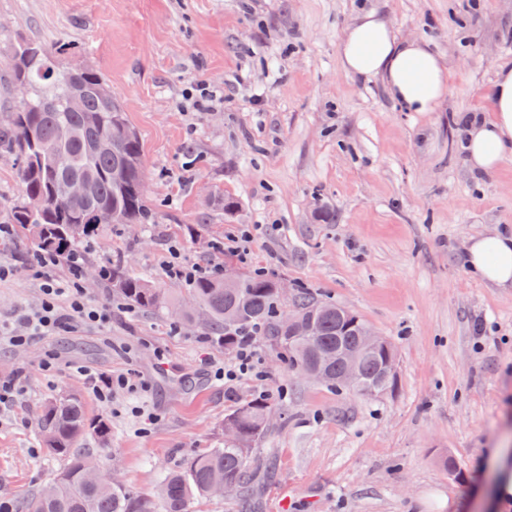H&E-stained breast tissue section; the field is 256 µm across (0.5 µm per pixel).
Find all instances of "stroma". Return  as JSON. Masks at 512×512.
<instances>
[{
	"label": "stroma",
	"instance_id": "35a3bbf8",
	"mask_svg": "<svg viewBox=\"0 0 512 512\" xmlns=\"http://www.w3.org/2000/svg\"><path fill=\"white\" fill-rule=\"evenodd\" d=\"M364 4L447 60L441 111H403L380 82L342 72L339 36ZM30 37L72 44L59 66L96 68L143 143L155 221L79 241L88 267L118 259L179 295L185 283L161 267L170 246L237 270L214 241L268 225L249 245L253 265L352 310L393 344L397 373L377 396L337 391L263 340V385L227 386L214 372L232 353L164 312H116L109 327L75 322L14 346L18 315L41 298L22 272L0 280V380L19 390L0 404V498L55 470L38 415L60 394L111 421L112 471L138 494L218 447L226 417L262 396L272 421L250 458L273 475L258 512H448L452 497L486 512L490 452L512 454V288L472 275L463 249L512 230V159L472 174L456 119L490 108L496 65L512 60V0H0V69ZM201 82L216 94L205 112L187 98ZM79 365L146 387L106 404Z\"/></svg>",
	"mask_w": 512,
	"mask_h": 512
}]
</instances>
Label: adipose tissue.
<instances>
[{
    "mask_svg": "<svg viewBox=\"0 0 512 512\" xmlns=\"http://www.w3.org/2000/svg\"><path fill=\"white\" fill-rule=\"evenodd\" d=\"M343 72L361 81H381L410 112H435L448 94V68L427 41L400 35L375 8L359 11L338 41ZM466 136L460 145L469 170L496 171L512 157V61L496 68L492 114L462 115ZM465 262L475 276L496 288H512V231L472 238Z\"/></svg>",
    "mask_w": 512,
    "mask_h": 512,
    "instance_id": "adipose-tissue-1",
    "label": "adipose tissue"
}]
</instances>
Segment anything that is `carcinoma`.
<instances>
[{
	"label": "carcinoma",
	"mask_w": 512,
	"mask_h": 512,
	"mask_svg": "<svg viewBox=\"0 0 512 512\" xmlns=\"http://www.w3.org/2000/svg\"><path fill=\"white\" fill-rule=\"evenodd\" d=\"M23 44L30 52L29 62L8 63L6 77L11 91L19 84L29 88V103L14 100L0 128V146L13 155L22 191L0 211V223L14 225L18 244L30 242L40 251L60 255L75 242L95 237L98 217L107 212L117 215L119 224L150 223L152 212L142 189L143 147L120 102L108 105L90 91L80 108H71L53 48L37 39ZM102 136L112 140V150L96 148ZM73 178L88 182L86 198L63 196L62 185ZM32 197L41 200L40 207L27 206ZM106 280L112 293L135 310L167 312L179 307L178 320L184 323L204 316L199 329L228 352L249 332L271 337L282 360L300 372L327 352L331 363L326 386L332 389L337 388L344 354L357 349L358 327L365 324L360 319L350 327L348 309L300 292L296 308L308 318L311 333L289 335L280 319L275 278L268 274L250 273L233 287L222 276L208 277L194 282L184 298L155 287L144 276L129 274L119 262L106 269ZM383 359L380 351L360 355L362 386L354 393L369 396L384 387ZM267 407L264 398L241 404L225 420L235 431L234 440L192 456L162 475L155 494L141 496L104 478L88 479L91 470L105 474L112 469L108 448L112 427L103 418L90 419L78 394H61L46 401L39 416L43 448L60 462L59 469L35 493L0 502V512H188L194 500L211 498L217 478L238 487L236 502L249 512L258 472L248 455L267 432L262 419ZM89 435L98 447H80Z\"/></svg>",
	"instance_id": "1"
}]
</instances>
